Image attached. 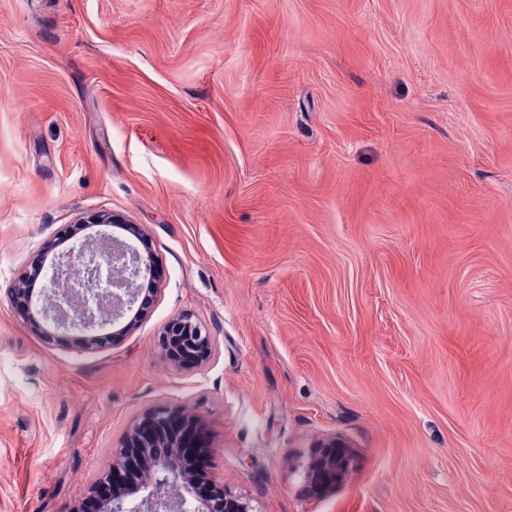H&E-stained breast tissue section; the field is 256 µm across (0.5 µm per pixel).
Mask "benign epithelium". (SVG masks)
I'll return each mask as SVG.
<instances>
[{
  "instance_id": "1",
  "label": "benign epithelium",
  "mask_w": 512,
  "mask_h": 512,
  "mask_svg": "<svg viewBox=\"0 0 512 512\" xmlns=\"http://www.w3.org/2000/svg\"><path fill=\"white\" fill-rule=\"evenodd\" d=\"M107 224H117L137 239L142 237L141 228L126 216L94 212L78 217L73 230L64 232L61 239L69 241L83 230ZM76 252L82 257L81 264L65 268L56 262L47 269L40 261L33 272L23 274L6 289L5 295L13 303L24 298L19 317L39 323L42 337L91 351L111 342L112 336L103 332L106 326H119L120 334L137 327L158 291L155 275L160 264L153 252L143 254L102 232L84 236L78 247H68L61 256ZM40 275L50 276L55 286L57 303L52 308L40 304L45 290L28 287ZM158 342L164 356L179 367L185 357L196 364L207 361L214 338L193 314L184 313L163 328ZM200 424V417L177 405L148 409L126 433L123 453L88 488L85 498L99 497L98 512H256L250 501L228 494L224 483L211 474L213 495L203 498L196 493L199 474L183 448L193 427ZM334 447V443L326 445L315 457L308 471L312 480L334 481L345 473L347 457L333 451Z\"/></svg>"
}]
</instances>
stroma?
<instances>
[{"label": "stroma", "mask_w": 512, "mask_h": 512, "mask_svg": "<svg viewBox=\"0 0 512 512\" xmlns=\"http://www.w3.org/2000/svg\"><path fill=\"white\" fill-rule=\"evenodd\" d=\"M97 211L163 272L79 352L4 291ZM156 404L257 512H512V0H0V512H71ZM107 224H119L116 225V227L127 231L136 239H139L143 236L139 225L133 224L126 216L122 214L114 212H94L78 217L75 220L74 225L61 235V239L64 242L69 241L75 238L76 235L83 229L87 230L93 227L107 226ZM72 228L74 229L73 232ZM159 347L176 367H182L183 357L194 359V364L207 361L213 350L214 338L191 313H184L169 322L161 331ZM337 448L336 442L323 446L325 448L319 452L311 463L308 476L314 481H321L329 478L334 481L340 478L347 469V457L345 455L335 453L331 448Z\"/></svg>", "instance_id": "stroma-1"}]
</instances>
